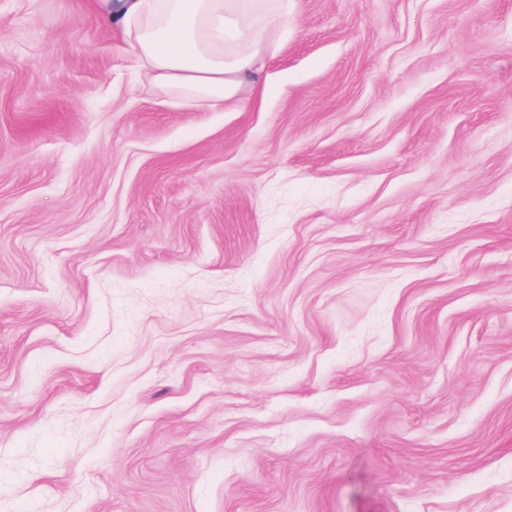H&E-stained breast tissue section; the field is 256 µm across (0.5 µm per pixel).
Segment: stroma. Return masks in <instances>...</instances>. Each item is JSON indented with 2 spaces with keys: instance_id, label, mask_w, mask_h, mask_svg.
Listing matches in <instances>:
<instances>
[{
  "instance_id": "1",
  "label": "stroma",
  "mask_w": 512,
  "mask_h": 512,
  "mask_svg": "<svg viewBox=\"0 0 512 512\" xmlns=\"http://www.w3.org/2000/svg\"><path fill=\"white\" fill-rule=\"evenodd\" d=\"M94 0H0V512H512V0H300L217 112Z\"/></svg>"
}]
</instances>
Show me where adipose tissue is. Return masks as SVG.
<instances>
[{"mask_svg":"<svg viewBox=\"0 0 512 512\" xmlns=\"http://www.w3.org/2000/svg\"><path fill=\"white\" fill-rule=\"evenodd\" d=\"M138 56V71L183 103L209 109L233 103L257 80L264 56L284 35L298 0H96Z\"/></svg>","mask_w":512,"mask_h":512,"instance_id":"obj_1","label":"adipose tissue"}]
</instances>
